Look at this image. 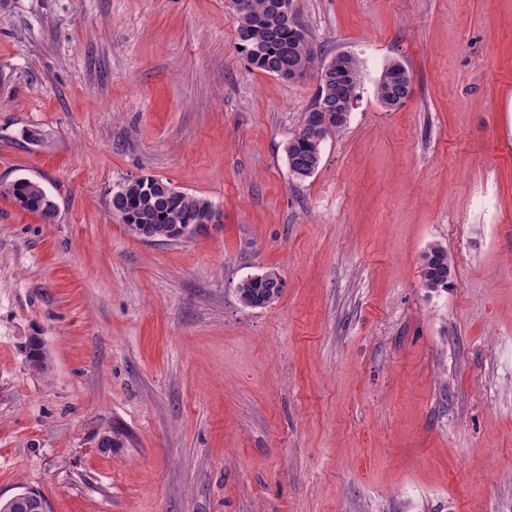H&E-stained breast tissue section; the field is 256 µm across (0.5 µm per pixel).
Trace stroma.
Wrapping results in <instances>:
<instances>
[{"label": "stroma", "instance_id": "1", "mask_svg": "<svg viewBox=\"0 0 512 512\" xmlns=\"http://www.w3.org/2000/svg\"><path fill=\"white\" fill-rule=\"evenodd\" d=\"M293 4L361 71L303 180L287 151L318 78L250 64L224 0H0V498L512 512V0ZM394 61L412 94L389 109ZM140 176L218 224L132 235L109 200ZM19 178L52 221L7 194ZM267 271L280 295L246 307ZM395 70L396 72H394ZM390 72L393 76V80L388 86L385 82V77H389ZM411 85L412 80L407 68L400 62H393L384 69L377 86V94L379 98L391 94L395 104L394 107L401 106L411 94ZM451 272L452 260L445 247L433 245L424 253L421 278L425 288L432 291L447 288ZM272 279L269 281L246 278L238 286V293L241 302L248 307H264L274 301L282 290V280L273 271L265 272ZM276 282V279H278Z\"/></svg>", "mask_w": 512, "mask_h": 512}]
</instances>
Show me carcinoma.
<instances>
[{
  "label": "carcinoma",
  "instance_id": "cac0c4a2",
  "mask_svg": "<svg viewBox=\"0 0 512 512\" xmlns=\"http://www.w3.org/2000/svg\"><path fill=\"white\" fill-rule=\"evenodd\" d=\"M276 0H248L251 22L237 27L239 47L256 68L291 80L296 66L303 63L319 76V87L311 109L329 108L336 112L340 124H347L350 102L356 97L360 81L357 60L348 55L332 66L318 57L309 34L296 16L282 17L276 14ZM412 80L407 68L399 63L390 64L380 77L377 94L382 98L392 95L397 106L405 103L410 96ZM336 126L323 123L301 122V138L292 140L287 157L303 176L309 177L318 169L321 161L323 142ZM7 192L22 207L39 213L49 220L54 211L43 204L45 190L36 182L20 178L13 182ZM124 213L132 216L134 223L127 228L138 237H163L173 228L170 214L174 213L186 223H192L197 216L213 210L212 204L200 197L184 192H173L167 196L154 197L141 192L138 181L126 182ZM452 272V260L448 250L441 245L431 246L423 255L421 278L423 286L437 291L448 287ZM270 280L247 278L238 286L241 302L248 307H264L281 293L283 283L274 271L267 272ZM44 498L36 493L23 492L13 499L0 500V512H41Z\"/></svg>",
  "mask_w": 512,
  "mask_h": 512
}]
</instances>
